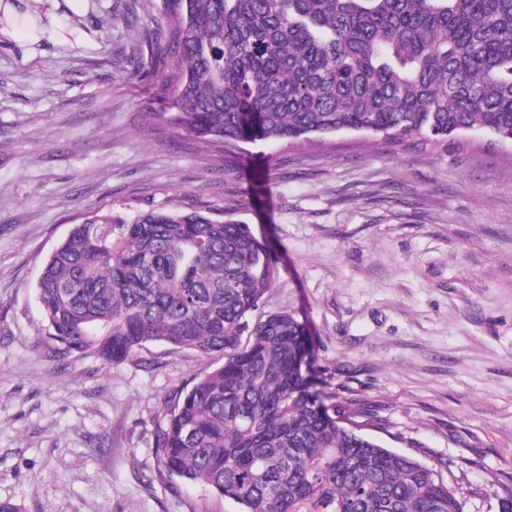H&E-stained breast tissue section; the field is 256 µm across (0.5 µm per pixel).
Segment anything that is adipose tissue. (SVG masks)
Returning a JSON list of instances; mask_svg holds the SVG:
<instances>
[{
	"label": "adipose tissue",
	"mask_w": 512,
	"mask_h": 512,
	"mask_svg": "<svg viewBox=\"0 0 512 512\" xmlns=\"http://www.w3.org/2000/svg\"><path fill=\"white\" fill-rule=\"evenodd\" d=\"M88 13L89 0H0V42L23 44L31 53L46 42L90 48Z\"/></svg>",
	"instance_id": "adipose-tissue-1"
}]
</instances>
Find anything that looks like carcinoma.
Returning <instances> with one entry per match:
<instances>
[{
    "mask_svg": "<svg viewBox=\"0 0 512 512\" xmlns=\"http://www.w3.org/2000/svg\"><path fill=\"white\" fill-rule=\"evenodd\" d=\"M170 123L208 142L340 132L512 141V0H163ZM278 263L251 225L198 211L96 213L45 262L60 355L149 343L224 363L175 396L162 467L244 512H463L440 470L353 430L318 387L306 323L253 318Z\"/></svg>",
    "mask_w": 512,
    "mask_h": 512,
    "instance_id": "cac0c4a2",
    "label": "carcinoma"
}]
</instances>
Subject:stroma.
<instances>
[{"label": "stroma", "instance_id": "35a3bbf8", "mask_svg": "<svg viewBox=\"0 0 512 512\" xmlns=\"http://www.w3.org/2000/svg\"><path fill=\"white\" fill-rule=\"evenodd\" d=\"M97 49L0 45V500L23 512H243L154 454L219 356L153 343L57 357L42 267L72 225L174 206L250 224L324 388L367 435L441 468L463 512L512 489V142L363 132L224 149L170 124L163 0H91Z\"/></svg>", "mask_w": 512, "mask_h": 512}]
</instances>
